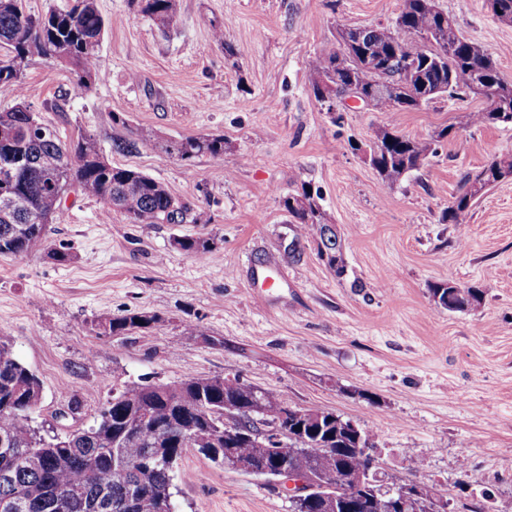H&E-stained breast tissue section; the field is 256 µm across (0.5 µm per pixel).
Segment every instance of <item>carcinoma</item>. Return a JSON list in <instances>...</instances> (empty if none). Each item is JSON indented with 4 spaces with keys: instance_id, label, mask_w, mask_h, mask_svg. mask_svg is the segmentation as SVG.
Listing matches in <instances>:
<instances>
[{
    "instance_id": "cac0c4a2",
    "label": "carcinoma",
    "mask_w": 512,
    "mask_h": 512,
    "mask_svg": "<svg viewBox=\"0 0 512 512\" xmlns=\"http://www.w3.org/2000/svg\"><path fill=\"white\" fill-rule=\"evenodd\" d=\"M137 11L163 28L176 22L175 0H131ZM493 15L512 23V0H492ZM105 21L96 0H73L67 9L44 14L26 12L23 0H0V82L22 91L21 78L37 55L65 70L72 86L88 92L101 80L97 66ZM339 47L317 54L310 62L311 89L336 122L326 100L348 94L367 97L378 112L413 111L439 97L462 100L480 97L485 107L469 114L473 125H512V83L505 81L497 61L480 45L466 39L456 20L439 10L435 0H400L399 13L388 25L346 28ZM445 127L428 139H416L382 128L370 146V162L381 183L395 184L420 168L448 138ZM164 153L181 161L200 155L224 158V136H188L157 142ZM512 179V156L491 161L465 179L442 221L457 224L476 199ZM74 191L102 204L106 214L120 213L132 224H179L188 208L155 178L135 169L112 165L98 140L81 134L63 142L37 124L24 101L0 111V255L24 258L38 248L63 263L73 254L47 243L46 226ZM290 223L299 233L288 245L295 262L303 258L301 240L317 244L319 257L336 276L346 272L341 245L307 187L282 200ZM175 246L190 255L212 251L214 242L183 237ZM429 291L439 307L464 312L483 301L477 288H458L438 282ZM155 316L130 314L97 322L102 335L122 336L149 329ZM42 397L40 379L12 354L0 336V438L12 451L0 454V503L20 494L25 512H162L173 497V468L165 460L150 470L112 475L114 464L128 448L145 456L180 457L184 448H226L224 405L236 408L237 425L248 435L232 447L258 471L272 478L268 444L260 427H276L298 452L291 464L310 474L319 488L338 485L336 459L350 468L366 467L371 458L357 451L356 436L345 430L348 420L322 411V426L301 422L296 408L258 387L236 379L191 378L158 391L132 384L112 396L96 423L63 437L45 438L32 425L31 414ZM393 498L381 480L353 502L350 512H389Z\"/></svg>"
}]
</instances>
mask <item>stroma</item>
Here are the masks:
<instances>
[{"label": "stroma", "mask_w": 512, "mask_h": 512, "mask_svg": "<svg viewBox=\"0 0 512 512\" xmlns=\"http://www.w3.org/2000/svg\"><path fill=\"white\" fill-rule=\"evenodd\" d=\"M97 4L106 29L93 90L36 57L22 89L0 84V109L21 98L62 140L95 135L112 164L163 182L189 212L180 224H132L72 193L47 232L71 244L72 261L0 256V336L43 386L35 427L88 426L132 383L235 377L373 429L388 484L434 487L448 512H473L484 490L494 512H512V180L461 223L441 220L465 174L512 155V126L470 124L480 98L413 112L355 105L331 122L311 59L341 28L391 23L400 0H176L165 31L130 0ZM436 4L512 81V24L488 0ZM228 47L237 66L224 62ZM446 126L420 169L380 183L367 151L381 128L427 138ZM208 134L223 135V159L183 162L152 146ZM119 138L140 146L116 152ZM303 185L337 228L343 278L313 242L301 262L288 255L298 228L281 199ZM184 236L214 248L185 254L173 245ZM448 280L481 289L482 305L437 307L429 288ZM105 313L160 322L100 336ZM173 484L175 512H290L271 482L191 448Z\"/></svg>", "instance_id": "35a3bbf8"}]
</instances>
